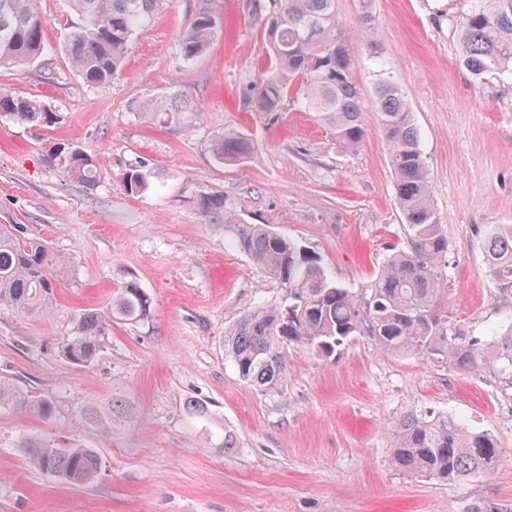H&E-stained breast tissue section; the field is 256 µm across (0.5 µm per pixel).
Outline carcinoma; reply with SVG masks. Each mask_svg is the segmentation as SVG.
I'll list each match as a JSON object with an SVG mask.
<instances>
[{
	"label": "carcinoma",
	"mask_w": 512,
	"mask_h": 512,
	"mask_svg": "<svg viewBox=\"0 0 512 512\" xmlns=\"http://www.w3.org/2000/svg\"><path fill=\"white\" fill-rule=\"evenodd\" d=\"M81 18L65 53L71 67L88 84H104L120 75L127 47L144 22L166 0H69ZM460 28V62L474 77L512 74V0H469ZM268 12L266 37L272 56L259 80L245 91L257 112H279L288 95L328 126L336 142L355 148L365 136L362 96L351 78L353 60L341 35L336 0H272L257 3ZM46 20L32 0H0V68L22 66L46 49ZM216 32L215 21L199 11L180 36L186 58L201 54ZM377 112L388 147V164L404 220L407 247L394 249L364 288L351 290L330 280L318 259L296 241L266 224H246L224 205V196L199 199V215L224 225V238L248 256L280 289V300L260 304L224 332V349L244 385L274 392L288 378V352L304 351L327 358L354 337L385 353L413 352L470 372L485 362L512 366V331L484 342L466 334L448 305L445 272L448 236L438 224L431 194V175L420 148L407 96L391 76L376 82ZM139 110L178 122L188 114L181 92L146 98ZM0 114L40 126L56 124L57 115L44 101L0 91ZM221 164L249 158L251 143L224 132L211 143ZM146 164L138 161L122 177L126 191L148 188ZM97 156L80 146L64 149V174L91 189L100 178ZM487 276L501 291H512V225L488 224L480 234ZM59 257L37 241L21 240L0 229V305L24 313L49 309ZM117 314L127 321L145 318L149 300L133 280L118 284ZM107 323L84 312L62 341L61 355L78 366L89 365L101 348ZM31 410L49 419L51 400L34 398L0 376V407ZM126 419L112 405L87 404L84 425L102 433ZM392 465L401 471L446 483L489 475L503 449L487 431H476L446 415L408 413L390 426ZM27 462L42 472L76 485L93 481L101 471L96 448L75 440L58 448L39 437L17 444Z\"/></svg>",
	"instance_id": "obj_1"
}]
</instances>
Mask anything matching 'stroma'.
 <instances>
[{
	"instance_id": "1",
	"label": "stroma",
	"mask_w": 512,
	"mask_h": 512,
	"mask_svg": "<svg viewBox=\"0 0 512 512\" xmlns=\"http://www.w3.org/2000/svg\"><path fill=\"white\" fill-rule=\"evenodd\" d=\"M251 0H168L132 38L120 77L85 83L64 52L80 26L68 0H35L46 53L0 69V90L34 96L59 116L51 127L0 116V227L45 243L63 262L49 314L0 307V376L54 403L52 418L0 408V512H512V372L451 370L421 354H384L356 337L330 358L295 352L275 393L246 387L224 352V331L280 292L197 202L223 196L248 224L270 225L319 257L347 288L375 278L391 247L406 243L380 131L375 75L405 92L432 180L436 218L448 236V303L468 335L486 337L488 311L512 324V292L495 288L476 234L512 224V77L477 79L460 64L467 0H336L363 96L366 135L353 150L294 106L263 115L244 87L267 60L266 17ZM216 35L185 58L179 37L199 9ZM182 90L197 108L181 123L139 111L144 98ZM228 130L248 138L246 162L222 165L210 143ZM75 144L104 170L89 191L63 174ZM144 161L146 191L128 194L126 168ZM149 297L147 317L111 312L122 280ZM108 323L88 366L60 345L79 314ZM206 401L211 420L184 403ZM121 405L130 419L104 434L84 426L87 403ZM464 418L491 432L503 455L487 478L441 484L395 469L390 423L409 411ZM230 432L234 445L211 435ZM95 446L102 470L74 485L30 466L19 435Z\"/></svg>"
}]
</instances>
